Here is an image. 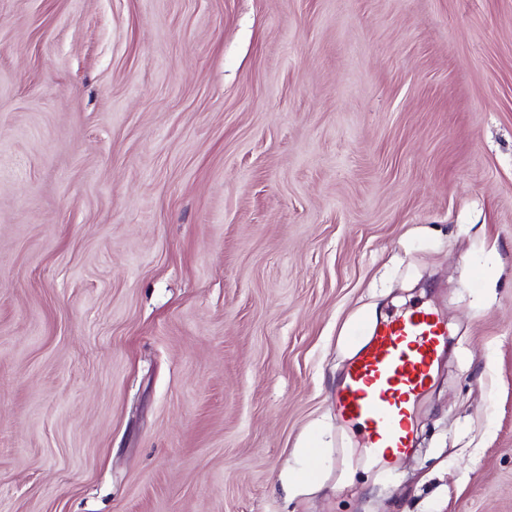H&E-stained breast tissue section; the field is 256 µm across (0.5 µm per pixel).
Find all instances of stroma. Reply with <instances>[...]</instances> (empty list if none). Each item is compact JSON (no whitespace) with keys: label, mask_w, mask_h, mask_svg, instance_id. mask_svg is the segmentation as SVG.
Wrapping results in <instances>:
<instances>
[{"label":"stroma","mask_w":512,"mask_h":512,"mask_svg":"<svg viewBox=\"0 0 512 512\" xmlns=\"http://www.w3.org/2000/svg\"><path fill=\"white\" fill-rule=\"evenodd\" d=\"M0 512H512V0H0ZM345 367L336 413L362 433L374 459L400 463L414 446L415 404L448 346V326L434 310H402L380 322Z\"/></svg>","instance_id":"1"}]
</instances>
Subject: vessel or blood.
I'll list each match as a JSON object with an SVG mask.
<instances>
[{
  "mask_svg": "<svg viewBox=\"0 0 512 512\" xmlns=\"http://www.w3.org/2000/svg\"><path fill=\"white\" fill-rule=\"evenodd\" d=\"M353 333L369 341L344 369L336 412L360 430L373 458L395 465L414 446L415 404L448 346V326L434 310L416 307L370 332L355 323Z\"/></svg>",
  "mask_w": 512,
  "mask_h": 512,
  "instance_id": "b4317fda",
  "label": "vessel or blood"
}]
</instances>
